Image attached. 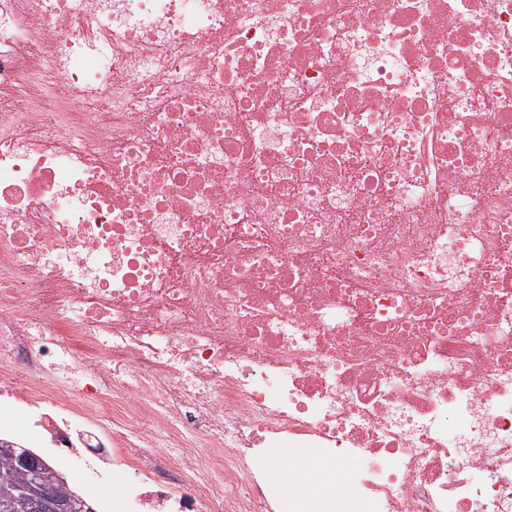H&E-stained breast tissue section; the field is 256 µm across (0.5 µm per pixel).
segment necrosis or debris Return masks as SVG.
I'll list each match as a JSON object with an SVG mask.
<instances>
[{
	"mask_svg": "<svg viewBox=\"0 0 512 512\" xmlns=\"http://www.w3.org/2000/svg\"><path fill=\"white\" fill-rule=\"evenodd\" d=\"M138 512H512V0H0V414ZM313 467H307L300 470H294L291 472L281 471L279 477L281 478L284 485L288 487L291 485L294 488V494L298 495L301 492H318L323 494L322 503L327 511H335L336 500L328 493L327 488L320 484L318 479H314ZM336 512V511H335Z\"/></svg>",
	"mask_w": 512,
	"mask_h": 512,
	"instance_id": "obj_1",
	"label": "necrosis or debris"
}]
</instances>
